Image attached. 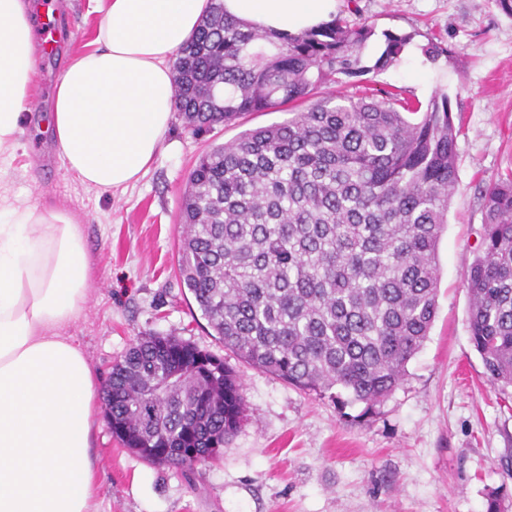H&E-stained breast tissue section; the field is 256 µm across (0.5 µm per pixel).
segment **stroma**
<instances>
[{"instance_id": "1", "label": "stroma", "mask_w": 512, "mask_h": 512, "mask_svg": "<svg viewBox=\"0 0 512 512\" xmlns=\"http://www.w3.org/2000/svg\"><path fill=\"white\" fill-rule=\"evenodd\" d=\"M58 53L39 55L35 103L6 181L30 201L73 212L85 225L94 266L89 301L71 332L100 376L137 336L173 334L232 363L247 418L220 458L193 469L155 465L95 420L98 492L94 512H486L498 496L512 512V398L484 375L468 330L464 277L482 222L479 191L512 172V17L496 0H338L336 14L375 34L364 82L406 89L428 101L448 93L458 132V182L440 240L438 311L403 384L365 412L338 411L225 351L178 271L181 197L198 158L241 131L286 120L250 112L236 125L192 134L174 115L147 172L101 193L69 173L43 122L67 62L94 50L102 14L94 0H48ZM412 34L399 60L373 65L385 33ZM440 39L449 54L430 62Z\"/></svg>"}]
</instances>
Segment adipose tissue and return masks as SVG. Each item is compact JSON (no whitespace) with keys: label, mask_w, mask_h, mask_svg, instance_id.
Listing matches in <instances>:
<instances>
[{"label":"adipose tissue","mask_w":512,"mask_h":512,"mask_svg":"<svg viewBox=\"0 0 512 512\" xmlns=\"http://www.w3.org/2000/svg\"><path fill=\"white\" fill-rule=\"evenodd\" d=\"M96 49L74 57L46 126L66 170L102 193L148 170L172 120L168 65L212 0H97ZM337 0H222L227 15L295 35L331 19ZM29 0H0V512H90L99 376L70 327L84 314L91 264L69 211L12 193L36 74Z\"/></svg>","instance_id":"1"}]
</instances>
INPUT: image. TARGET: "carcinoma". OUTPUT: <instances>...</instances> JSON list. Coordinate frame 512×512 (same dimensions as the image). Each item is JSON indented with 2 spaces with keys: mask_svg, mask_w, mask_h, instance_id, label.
I'll return each instance as SVG.
<instances>
[{
  "mask_svg": "<svg viewBox=\"0 0 512 512\" xmlns=\"http://www.w3.org/2000/svg\"><path fill=\"white\" fill-rule=\"evenodd\" d=\"M371 26L341 18L296 35L246 29L220 2L174 65L175 106L195 134L246 112L288 119L202 155L182 195L179 272L224 349L343 409L368 414L405 380L438 307V245L458 181L447 94L332 91L365 72ZM374 67L411 36L383 33ZM464 286L490 383L512 387V174L484 187ZM112 435L155 464L219 459L245 417L224 359L147 333L104 387Z\"/></svg>",
  "mask_w": 512,
  "mask_h": 512,
  "instance_id": "carcinoma-1",
  "label": "carcinoma"
}]
</instances>
